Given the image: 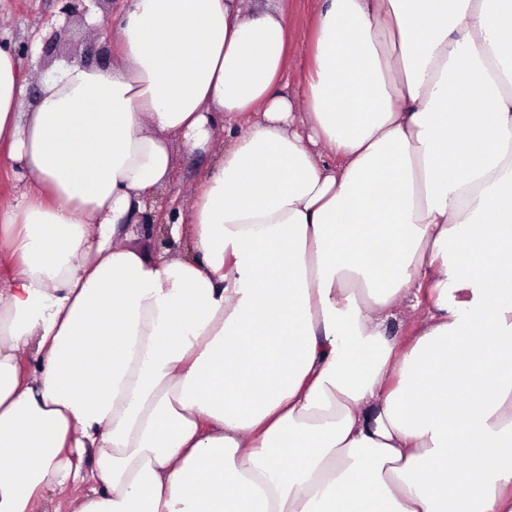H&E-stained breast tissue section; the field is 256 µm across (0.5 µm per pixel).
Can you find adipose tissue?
Here are the masks:
<instances>
[{
    "label": "adipose tissue",
    "instance_id": "obj_1",
    "mask_svg": "<svg viewBox=\"0 0 512 512\" xmlns=\"http://www.w3.org/2000/svg\"><path fill=\"white\" fill-rule=\"evenodd\" d=\"M112 42L28 107L0 42V512H512V0H317L294 91L271 7L124 0ZM210 156L203 152H191L175 143L173 147L174 180L168 190L177 197L180 210L185 221L189 218L192 186L201 174L209 167ZM18 182L12 172L10 164L5 159L1 149L0 161V205L10 203L17 194ZM138 224L149 227L152 232H155L160 241L159 245L167 246L169 244L168 237L164 236V233L161 231L160 226H163V223L158 220H154V215L151 211L147 210L143 213ZM156 236L144 233L141 226L130 225L128 226L125 243L130 248L137 251L146 260L152 261L160 253L157 246ZM398 318L390 324L392 335L397 339H405L412 336L421 322L425 314V306L413 308L404 303L397 308Z\"/></svg>",
    "mask_w": 512,
    "mask_h": 512
}]
</instances>
